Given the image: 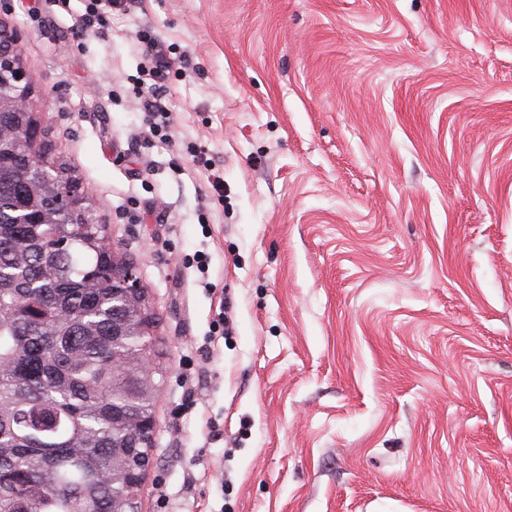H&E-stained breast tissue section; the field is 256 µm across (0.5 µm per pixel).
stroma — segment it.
Returning <instances> with one entry per match:
<instances>
[{
  "mask_svg": "<svg viewBox=\"0 0 512 512\" xmlns=\"http://www.w3.org/2000/svg\"><path fill=\"white\" fill-rule=\"evenodd\" d=\"M85 5L0 25L157 318L140 512H512V0ZM142 51L147 56H150L153 62V70L151 76L153 77L154 83L151 84L146 90L141 89L138 92L140 105L143 112L150 113L153 122H150L149 132L154 133L158 129L159 123L156 120L160 119V123L165 125L167 120L166 111L163 109L161 104L158 102V91L164 86L162 83L166 75L170 72L173 67V59L167 56L160 42L154 39L143 43Z\"/></svg>",
  "mask_w": 512,
  "mask_h": 512,
  "instance_id": "1",
  "label": "stroma"
}]
</instances>
